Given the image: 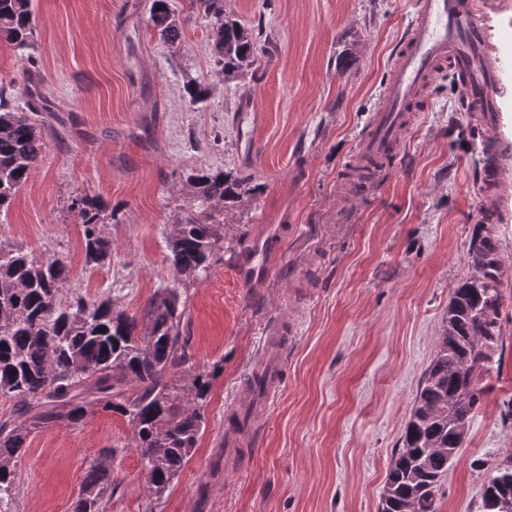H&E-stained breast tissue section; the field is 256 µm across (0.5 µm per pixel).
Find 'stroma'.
<instances>
[{
    "mask_svg": "<svg viewBox=\"0 0 512 512\" xmlns=\"http://www.w3.org/2000/svg\"><path fill=\"white\" fill-rule=\"evenodd\" d=\"M152 0H35L33 46L53 109L45 149L0 240L59 255L70 287L140 312L171 284L165 227L200 168L253 175L259 189L225 211L231 249L187 291L192 363L216 370L206 428L162 499L150 496L126 418L95 407L75 426L36 430L18 462L12 512H71L90 461L112 459L102 512H378L431 363L451 289L469 275L485 221L487 130L452 75L442 76L401 136L394 163L353 199L342 189L389 78L412 0H226L244 26L264 24L256 73L225 79L212 24L189 0L179 49L147 25ZM207 84L200 104L187 78ZM106 202L112 260L90 268L72 195ZM270 239L269 250L254 244ZM264 264L266 279L244 276ZM503 350L438 496V512H476L480 462L512 448V277L502 286ZM291 322L282 384L258 445L224 464L227 414L247 409L248 380L269 331Z\"/></svg>",
    "mask_w": 512,
    "mask_h": 512,
    "instance_id": "1",
    "label": "stroma"
}]
</instances>
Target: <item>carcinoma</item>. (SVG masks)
Masks as SVG:
<instances>
[{
  "instance_id": "1",
  "label": "carcinoma",
  "mask_w": 512,
  "mask_h": 512,
  "mask_svg": "<svg viewBox=\"0 0 512 512\" xmlns=\"http://www.w3.org/2000/svg\"><path fill=\"white\" fill-rule=\"evenodd\" d=\"M190 4L211 18L212 51L224 78L257 66L262 28L248 29L227 15L225 0ZM183 23L168 0H153L147 25L160 40L177 45ZM34 26L33 0H0V40L27 48ZM26 70L29 80L20 91L28 98V111L15 108L14 86H0V213L8 212L44 148L33 115L47 111L49 103L39 69L28 65ZM183 89L191 104L209 94L193 78ZM185 186L192 202L166 231L173 284L156 289L138 316L115 308L110 298L65 295L69 267L64 259L37 258L0 241V398L19 403L16 414L0 418V512H8L15 498L17 465L28 436L53 424L78 423L91 404L129 420L148 491L157 500L195 453L206 428L214 372L191 365L183 332L187 287L206 269L224 263V211L257 186L249 177L210 168L190 174ZM70 207L82 226L85 264L111 261L106 208L81 194ZM475 233L481 245L469 251L470 274L451 289L434 358L410 409L402 447L392 454L379 512H437L448 468L481 408L479 379L503 344L501 286L512 268L488 225H477ZM115 489L110 458L92 460L73 512H100L104 496ZM477 512H512V452L498 458L487 475Z\"/></svg>"
}]
</instances>
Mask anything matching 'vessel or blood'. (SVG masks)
Listing matches in <instances>:
<instances>
[{"mask_svg": "<svg viewBox=\"0 0 512 512\" xmlns=\"http://www.w3.org/2000/svg\"><path fill=\"white\" fill-rule=\"evenodd\" d=\"M507 62L492 41L482 0H413V15L390 61V78L379 107L358 141L355 160L394 154L400 136L412 123L439 77L453 74L464 101L478 112L491 133L485 185L488 198L498 196L506 175L504 159L512 151L501 128L507 111ZM286 348L266 344L260 359L265 395L280 386Z\"/></svg>", "mask_w": 512, "mask_h": 512, "instance_id": "1", "label": "vessel or blood"}]
</instances>
